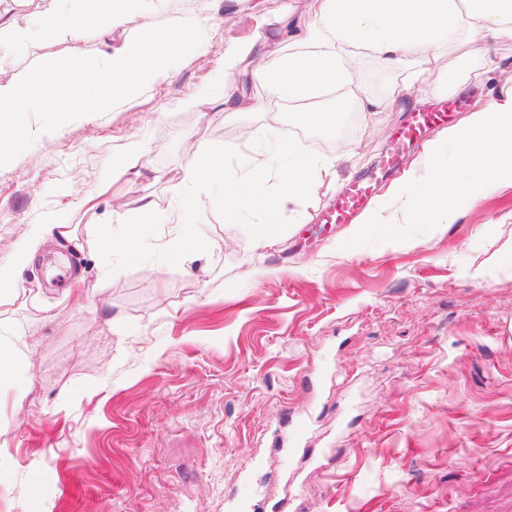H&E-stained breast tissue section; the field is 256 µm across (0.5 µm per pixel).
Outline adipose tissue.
Masks as SVG:
<instances>
[{"label": "adipose tissue", "mask_w": 512, "mask_h": 512, "mask_svg": "<svg viewBox=\"0 0 512 512\" xmlns=\"http://www.w3.org/2000/svg\"><path fill=\"white\" fill-rule=\"evenodd\" d=\"M61 2L38 0L31 17L0 11V48L22 52L61 36L78 41L90 27L102 38L130 27L137 34L109 55L83 57L78 93H62L54 71L0 80V102L10 107V132L0 137V162L26 145V113L47 112L56 126L64 127L77 114L133 103L160 76L171 74L185 52L204 51L216 24L211 16H184L177 0H77L68 10ZM151 12L165 13L168 19L160 26L140 25V18ZM503 35L512 37V0H321L318 15L309 23L292 19L288 9H281L276 28L225 51L224 68L240 76L241 86L217 101L206 94L195 101L201 108L220 104L228 116L255 113L261 121L249 129L248 151L238 169L229 168L218 150L187 155L178 183V232L167 248L169 261L181 262L206 248V241L194 232L196 200L211 188L220 190L211 205L225 221L248 212L260 214L252 244L267 249L281 240L289 208L303 205L323 185L335 184L338 157L309 153L292 142L282 145L278 154L269 152L268 139L278 124L275 102H308L342 90L363 115L387 112L400 101H422L430 89L447 88L449 80L512 70L511 64L492 60L489 54L490 44ZM461 37L474 42L475 48L457 59L453 74H446L437 67V59L446 45ZM282 42L294 44L295 52H272V45ZM360 49L401 73V81L385 95H370L357 85L353 61ZM257 55L264 56L262 65H254ZM250 84L264 87L266 96L248 93ZM420 162L430 173L427 185L391 196L366 216V223L383 229L394 224H451L462 208L476 206L502 186H512V81L502 84L485 107L450 129L445 141L425 146ZM53 229L64 241L73 242L59 216H48L36 225L14 246L10 261L0 263V301L23 288V271L45 232Z\"/></svg>", "instance_id": "adipose-tissue-1"}]
</instances>
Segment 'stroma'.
Listing matches in <instances>:
<instances>
[{
  "label": "stroma",
  "instance_id": "35a3bbf8",
  "mask_svg": "<svg viewBox=\"0 0 512 512\" xmlns=\"http://www.w3.org/2000/svg\"><path fill=\"white\" fill-rule=\"evenodd\" d=\"M285 4L308 21L320 9L184 6L219 20L204 52L133 104L62 129L29 113L27 144L0 163V262L50 212L77 238L43 241L23 290L0 302L28 367L0 393V512H499L512 499V187L448 226L388 236L323 221L410 112L458 96L475 110L496 74L353 122L356 163L289 215L279 246L253 249L259 214L228 227L202 196L214 248L165 257L185 144L233 157L260 120L186 101L237 85L225 48L274 27ZM123 39L61 37L22 59L4 49L0 79ZM132 142L146 151L142 176L79 208ZM146 200L157 222L138 256L103 250L99 226L135 219Z\"/></svg>",
  "mask_w": 512,
  "mask_h": 512
}]
</instances>
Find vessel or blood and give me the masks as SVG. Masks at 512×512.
Returning <instances> with one entry per match:
<instances>
[{
  "label": "vessel or blood",
  "mask_w": 512,
  "mask_h": 512,
  "mask_svg": "<svg viewBox=\"0 0 512 512\" xmlns=\"http://www.w3.org/2000/svg\"><path fill=\"white\" fill-rule=\"evenodd\" d=\"M447 117L448 109L444 106L431 111L412 113L409 122L402 129L378 166L361 179L353 182L336 199L326 213V222L330 224L352 222L369 203L378 182L395 168L402 155L420 139L424 130L444 123Z\"/></svg>",
  "instance_id": "b4317fda"
}]
</instances>
